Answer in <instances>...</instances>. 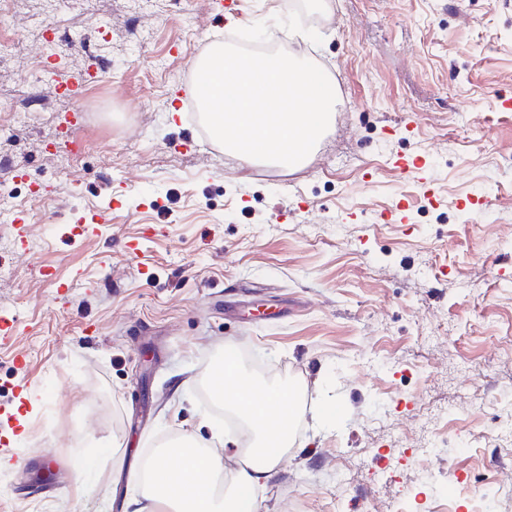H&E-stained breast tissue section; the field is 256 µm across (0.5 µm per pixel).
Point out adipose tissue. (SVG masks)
Masks as SVG:
<instances>
[{"mask_svg":"<svg viewBox=\"0 0 512 512\" xmlns=\"http://www.w3.org/2000/svg\"><path fill=\"white\" fill-rule=\"evenodd\" d=\"M266 394L263 401L236 390L218 394L219 401L240 415L255 437L249 457L241 459L233 453L202 448L185 437L181 440L185 452L180 456L179 469H172L168 458L152 460L139 476L140 485L158 490L171 477H178L188 493L164 496L171 512H258L257 492L266 488L292 446L291 437L272 434L271 423L297 418L301 411L293 388L270 386Z\"/></svg>","mask_w":512,"mask_h":512,"instance_id":"ef3b65f1","label":"adipose tissue"}]
</instances>
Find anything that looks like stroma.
Instances as JSON below:
<instances>
[{
    "label": "stroma",
    "instance_id": "stroma-1",
    "mask_svg": "<svg viewBox=\"0 0 512 512\" xmlns=\"http://www.w3.org/2000/svg\"><path fill=\"white\" fill-rule=\"evenodd\" d=\"M12 0L16 61L0 104L29 123L0 140V181L36 182L0 232V512H125L146 448L240 435L215 411L207 372L234 347L256 385H296L305 412L259 512H472L485 478L512 482L493 433L512 408V0H324L308 27H271L290 55L327 63L336 110L305 165L257 177L224 160L172 90L207 46L288 14L243 0L223 27L194 0H90L53 13ZM63 62L100 63L106 143L62 169L35 143L71 100L27 70L46 31ZM415 127H407V120ZM110 221L77 228L85 212ZM448 323L429 346L421 331ZM452 420L418 461L420 409ZM340 403L335 419L316 408ZM358 464L350 480L338 459ZM392 480L375 485L380 466ZM443 475L422 483L421 468Z\"/></svg>",
    "mask_w": 512,
    "mask_h": 512
}]
</instances>
